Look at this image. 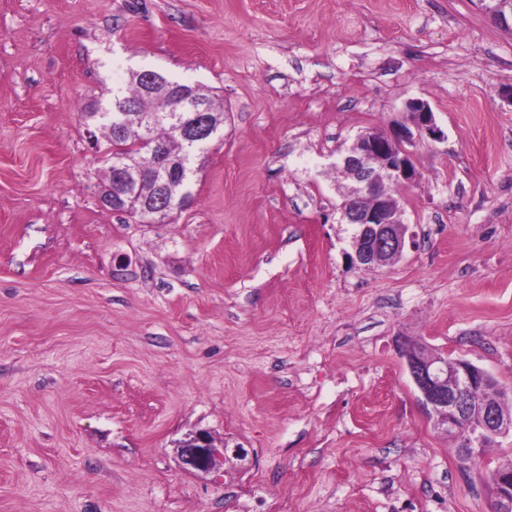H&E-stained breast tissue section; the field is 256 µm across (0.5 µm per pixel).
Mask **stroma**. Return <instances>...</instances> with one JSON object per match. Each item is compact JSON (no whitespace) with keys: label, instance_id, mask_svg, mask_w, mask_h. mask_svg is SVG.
Wrapping results in <instances>:
<instances>
[{"label":"stroma","instance_id":"1","mask_svg":"<svg viewBox=\"0 0 512 512\" xmlns=\"http://www.w3.org/2000/svg\"><path fill=\"white\" fill-rule=\"evenodd\" d=\"M140 70L224 100L155 224L88 143ZM510 88L476 0H0V512H489L512 437L463 457L397 344L512 400ZM413 98L416 244L361 271L333 164ZM196 430L247 459L186 469ZM408 112V120L416 132L421 135L427 134L433 139H441L443 134L437 127L434 119V113L427 102L421 99H410L405 106Z\"/></svg>","mask_w":512,"mask_h":512}]
</instances>
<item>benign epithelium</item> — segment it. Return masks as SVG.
Returning <instances> with one entry per match:
<instances>
[{
    "label": "benign epithelium",
    "mask_w": 512,
    "mask_h": 512,
    "mask_svg": "<svg viewBox=\"0 0 512 512\" xmlns=\"http://www.w3.org/2000/svg\"><path fill=\"white\" fill-rule=\"evenodd\" d=\"M481 10L501 24L512 21V6L506 0H478ZM409 124H400L392 133L358 135L333 167L351 178L346 198L338 206L339 223L370 231L367 241L352 239V251L346 253L351 266L371 271L382 265V258H399L408 231L402 211L394 207L387 186L409 187L420 174L406 144L414 133H425L434 139L443 137L434 113L427 102L410 99L405 106ZM177 129L187 139L206 140L212 136L211 124L203 121L191 126L179 121ZM408 373L421 395L422 403L437 417V429L459 433L460 425H469L467 447L462 453L472 458L502 437L512 435V413L504 409L501 389L485 369L465 359L452 362L424 350L420 343H402ZM232 452L245 459L244 448H219L206 431L189 436L181 444V457L186 468L209 472L218 460ZM491 512H512V468L496 473Z\"/></svg>",
    "instance_id": "obj_1"
}]
</instances>
